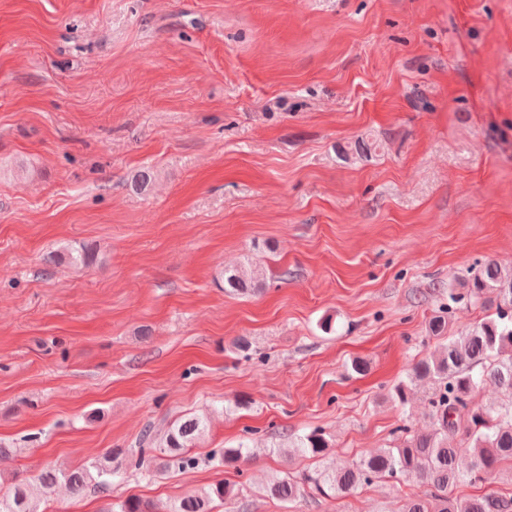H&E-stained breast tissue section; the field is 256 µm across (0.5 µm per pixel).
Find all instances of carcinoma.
<instances>
[{"instance_id":"cac0c4a2","label":"carcinoma","mask_w":512,"mask_h":512,"mask_svg":"<svg viewBox=\"0 0 512 512\" xmlns=\"http://www.w3.org/2000/svg\"><path fill=\"white\" fill-rule=\"evenodd\" d=\"M88 265L94 254L87 248L75 253L66 248L48 257L50 263L62 261ZM263 270L249 257L224 268V291L234 295H253L263 284ZM466 294L475 303L485 304L495 295V313L465 333L450 336L437 348L417 359L407 378L394 385L390 398L408 403L412 386L427 381L433 392L429 401L432 429L417 432L407 426L393 431L391 446L358 457L351 465L316 467L298 478L275 477L266 486V495L291 502L305 493L321 497H344L357 488L383 479L416 477L428 486V493L406 498L403 512H512V494L491 491L476 498H460L454 489L462 484L493 480L512 466V269L488 261L468 280ZM502 393L496 403H480L476 397L486 383ZM208 431L207 419L186 414L169 423L158 434L145 430L147 447L128 455L135 470L152 472L157 449L167 464L190 469L196 464L192 448ZM330 441L315 428L299 435L278 450L294 451L315 459L325 457ZM249 458V447L241 441L221 453L226 466ZM112 466L90 462L70 471L45 468L38 475L44 487L59 482L79 493L89 487L104 489L112 483ZM239 495L230 484L217 482L173 501H151L128 497L107 502L99 512H215L216 504L228 505ZM0 512H41L30 484L16 482L11 492L0 496Z\"/></svg>"}]
</instances>
